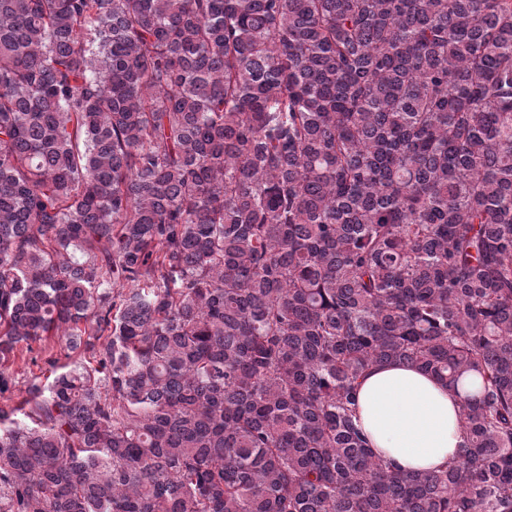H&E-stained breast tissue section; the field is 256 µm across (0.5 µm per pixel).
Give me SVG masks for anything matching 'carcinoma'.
I'll return each mask as SVG.
<instances>
[{"instance_id": "obj_1", "label": "carcinoma", "mask_w": 512, "mask_h": 512, "mask_svg": "<svg viewBox=\"0 0 512 512\" xmlns=\"http://www.w3.org/2000/svg\"><path fill=\"white\" fill-rule=\"evenodd\" d=\"M52 338L0 512H512V0H0V366ZM391 362L472 378L440 470ZM358 417L372 451L399 471L437 469L462 443L459 396L398 362L374 366L358 387Z\"/></svg>"}]
</instances>
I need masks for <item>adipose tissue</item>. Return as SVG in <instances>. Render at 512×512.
Returning a JSON list of instances; mask_svg holds the SVG:
<instances>
[{"instance_id":"obj_1","label":"adipose tissue","mask_w":512,"mask_h":512,"mask_svg":"<svg viewBox=\"0 0 512 512\" xmlns=\"http://www.w3.org/2000/svg\"><path fill=\"white\" fill-rule=\"evenodd\" d=\"M358 417L372 451L403 472L439 468L461 438L457 392L418 368L374 366L358 387Z\"/></svg>"}]
</instances>
